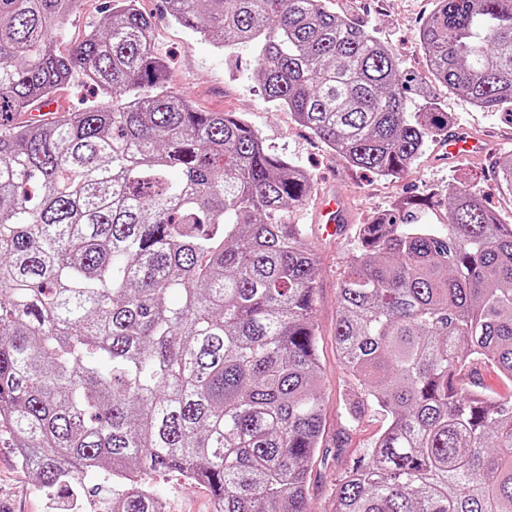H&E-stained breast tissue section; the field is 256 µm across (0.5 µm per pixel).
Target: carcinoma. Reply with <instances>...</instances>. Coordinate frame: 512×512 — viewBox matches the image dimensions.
Returning a JSON list of instances; mask_svg holds the SVG:
<instances>
[{"mask_svg": "<svg viewBox=\"0 0 512 512\" xmlns=\"http://www.w3.org/2000/svg\"><path fill=\"white\" fill-rule=\"evenodd\" d=\"M78 0H0V428L37 485L97 488L112 512H162L146 485L177 471L215 512H311L324 431L314 296L320 262L282 212L312 193L236 112L168 88L138 0L61 54ZM350 166L398 177L448 133L410 111L399 59L326 0H165ZM430 74L486 112L512 111V0H435L419 30ZM109 100L17 125L75 76ZM512 194V154L499 160ZM448 224L426 198L361 225L341 277L340 363L385 430L336 483L331 512H512V225L461 184ZM475 381V385L481 386L484 392L493 398L512 394V385L502 382L491 368L481 367Z\"/></svg>", "mask_w": 512, "mask_h": 512, "instance_id": "obj_1", "label": "carcinoma"}]
</instances>
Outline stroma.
Masks as SVG:
<instances>
[{
  "instance_id": "1",
  "label": "stroma",
  "mask_w": 512,
  "mask_h": 512,
  "mask_svg": "<svg viewBox=\"0 0 512 512\" xmlns=\"http://www.w3.org/2000/svg\"><path fill=\"white\" fill-rule=\"evenodd\" d=\"M104 6L105 0H79L58 32L59 49L73 48L85 31L100 24ZM139 7L154 21L155 49L168 64L170 90L207 112L243 114L266 144L306 172L314 185V195L290 209L283 221L301 225L305 242L321 256L315 317L325 404L323 445L327 453L318 456L312 465L308 494L312 512H329L338 476L371 447L386 425L383 413L373 407L364 412L356 427H348L345 418L344 399L357 390L358 384L336 356L337 296L346 262L359 248L356 229L409 195L430 197L431 205L422 213L423 223H447L445 192L454 180L476 189L489 208L512 224V195L503 192L496 173L501 154L512 151V115L482 111L465 96L433 82L418 38L433 0H328L331 11L376 28L380 40L399 58L409 82L411 110L422 108L428 97H436L443 110L451 113L453 125H465L489 142L488 155L455 165L438 162V145L433 142L405 175L381 178L351 167L323 140L298 125L290 112L265 102L250 78V52L225 59L200 35L171 21L164 0H140ZM329 187L344 191L351 204L352 222L337 238L322 237L318 225L310 220L318 193ZM149 485L165 502L167 512H213L210 488L185 480L181 474L153 475ZM111 500L112 482L108 479L95 493L74 492L66 487L53 492L42 490L19 462L8 433L0 432V512H105Z\"/></svg>"
}]
</instances>
